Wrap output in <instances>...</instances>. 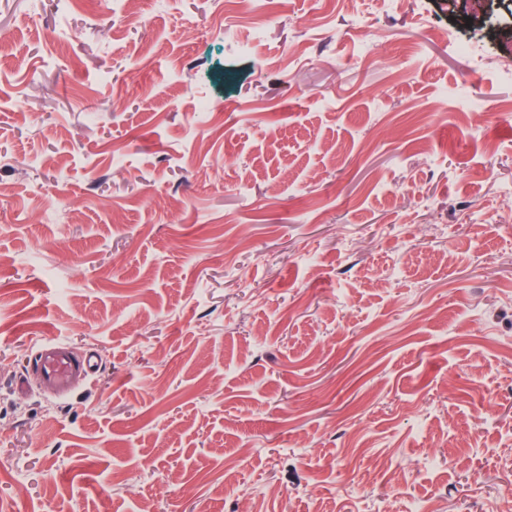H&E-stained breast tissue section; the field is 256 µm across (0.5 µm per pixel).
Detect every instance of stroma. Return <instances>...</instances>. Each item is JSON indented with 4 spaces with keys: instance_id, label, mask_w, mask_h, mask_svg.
<instances>
[{
    "instance_id": "obj_1",
    "label": "stroma",
    "mask_w": 512,
    "mask_h": 512,
    "mask_svg": "<svg viewBox=\"0 0 512 512\" xmlns=\"http://www.w3.org/2000/svg\"><path fill=\"white\" fill-rule=\"evenodd\" d=\"M358 6L0 0V512H512V0ZM95 365L92 356H77L65 345L49 342L33 364L37 376L59 393L67 392L71 380L79 374H89Z\"/></svg>"
}]
</instances>
